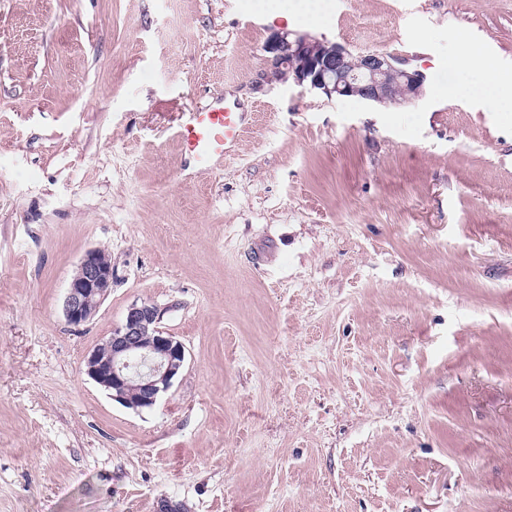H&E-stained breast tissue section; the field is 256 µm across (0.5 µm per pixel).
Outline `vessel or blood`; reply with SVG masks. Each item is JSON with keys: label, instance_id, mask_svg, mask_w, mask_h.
<instances>
[{"label": "vessel or blood", "instance_id": "obj_1", "mask_svg": "<svg viewBox=\"0 0 512 512\" xmlns=\"http://www.w3.org/2000/svg\"><path fill=\"white\" fill-rule=\"evenodd\" d=\"M246 128V113L218 98L190 113L173 135L196 172L207 174L223 166Z\"/></svg>", "mask_w": 512, "mask_h": 512}]
</instances>
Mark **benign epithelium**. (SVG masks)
<instances>
[{
  "label": "benign epithelium",
  "instance_id": "obj_1",
  "mask_svg": "<svg viewBox=\"0 0 512 512\" xmlns=\"http://www.w3.org/2000/svg\"><path fill=\"white\" fill-rule=\"evenodd\" d=\"M264 51L275 79L316 89L329 99L353 97L388 107L422 96L423 74L408 69L399 56H355L339 43L283 31L270 34ZM112 277V262L102 249L81 257L62 305L69 325L79 327L94 317L112 289ZM160 317L161 310L151 302L132 304L122 323L86 361L87 375L133 410L155 406L186 363L184 344L159 328Z\"/></svg>",
  "mask_w": 512,
  "mask_h": 512
}]
</instances>
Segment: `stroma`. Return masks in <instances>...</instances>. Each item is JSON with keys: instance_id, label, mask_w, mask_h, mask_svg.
Here are the masks:
<instances>
[{"instance_id": "stroma-1", "label": "stroma", "mask_w": 512, "mask_h": 512, "mask_svg": "<svg viewBox=\"0 0 512 512\" xmlns=\"http://www.w3.org/2000/svg\"><path fill=\"white\" fill-rule=\"evenodd\" d=\"M280 29L426 89L275 81ZM461 29L512 71V0H0V512H512V112L434 93ZM218 97L250 127L196 176ZM141 301L187 360L135 411L86 360ZM248 112H240L216 98L210 105L189 113L179 124L174 138L193 163L196 174H209L224 164L247 128ZM112 262L102 249L88 250L80 259L64 296L62 311L75 327L89 322L112 289Z\"/></svg>"}]
</instances>
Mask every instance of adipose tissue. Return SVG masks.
<instances>
[{
    "label": "adipose tissue",
    "mask_w": 512,
    "mask_h": 512,
    "mask_svg": "<svg viewBox=\"0 0 512 512\" xmlns=\"http://www.w3.org/2000/svg\"><path fill=\"white\" fill-rule=\"evenodd\" d=\"M453 68L471 72L474 80L462 86H442V93L448 95L475 94L487 101L512 102V73L499 72L493 60L477 49H470L455 58Z\"/></svg>",
    "instance_id": "1"
}]
</instances>
